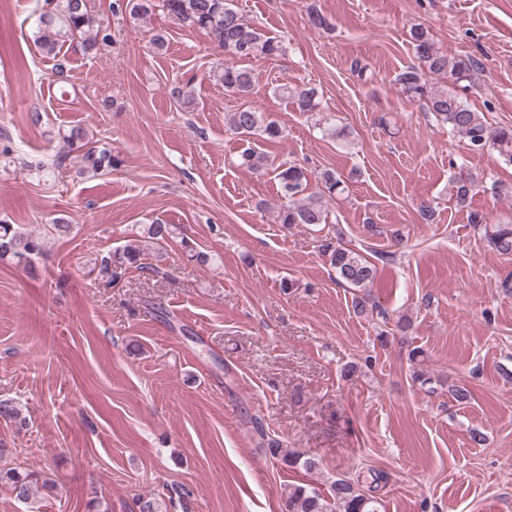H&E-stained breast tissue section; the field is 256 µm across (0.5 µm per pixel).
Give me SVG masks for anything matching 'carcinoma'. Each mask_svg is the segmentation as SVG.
Segmentation results:
<instances>
[{"label":"carcinoma","instance_id":"carcinoma-1","mask_svg":"<svg viewBox=\"0 0 512 512\" xmlns=\"http://www.w3.org/2000/svg\"><path fill=\"white\" fill-rule=\"evenodd\" d=\"M119 7L134 22L149 17L158 9L186 28L207 31L215 48L222 55L229 56L228 60L213 67L210 76L224 86V91L241 97L250 95L256 82L249 62L277 58L286 50L282 40L265 34L246 20L234 0H120ZM78 36L82 38L86 53L98 50L99 42L109 38L107 34L99 35V26L86 0H56L53 7L39 16L34 45L41 55L54 59L66 42H72ZM410 43L419 64L406 67L395 77L401 95L422 103L425 111L438 123L448 126L450 133L459 136L470 152L481 154L486 150H496L506 161L512 162V128L489 125L456 92L438 86L440 80L452 84L472 82L476 76L474 61L468 56L450 57L440 51L430 31L421 24L411 27ZM274 93L291 99L299 112L320 111L318 91L314 87L285 84L276 87ZM228 125L235 134L244 138L259 136L271 141L283 134L277 121L268 119L263 112L246 104L228 115ZM62 139L69 151L77 152L80 167L76 174L80 176L106 174L121 164V159L112 154L108 144L87 140L84 130L78 126L68 129ZM240 160L241 164L254 171L268 170V160L250 147L242 151ZM273 173L281 196L276 221L285 226L327 223L325 200H333L345 191L344 180L334 170L317 173V188L309 194L306 193L308 176L302 168L280 163L273 168ZM471 182L473 178L469 176H461L453 182L457 204L463 206L467 202ZM177 237L187 257L197 261L202 259L194 241L174 224L155 221L147 225L145 231L147 244L152 245L160 246ZM488 240L497 252L512 255V224L496 225L488 231ZM145 249L146 244L130 243L109 252L96 265L98 277L105 285L116 287L132 270L148 275L166 274L160 265L147 261ZM319 250L335 270L339 283L351 288H364L373 280L376 265L355 250L328 239L322 240ZM44 252L43 237L0 221L1 261L8 259L19 267L29 268ZM353 308L358 314L369 311L383 319L387 317V312L367 294L354 297ZM2 421L21 426L26 424V419L9 400H0ZM268 452L288 467L300 466L307 471L318 467L315 459L283 449L272 439L268 442ZM0 488L27 506L28 512H39L38 498L55 494L58 484L41 471L22 470L0 463ZM380 506L375 497L343 478L331 483L327 496L310 492L300 485L288 487L284 494V512H378Z\"/></svg>","mask_w":512,"mask_h":512}]
</instances>
